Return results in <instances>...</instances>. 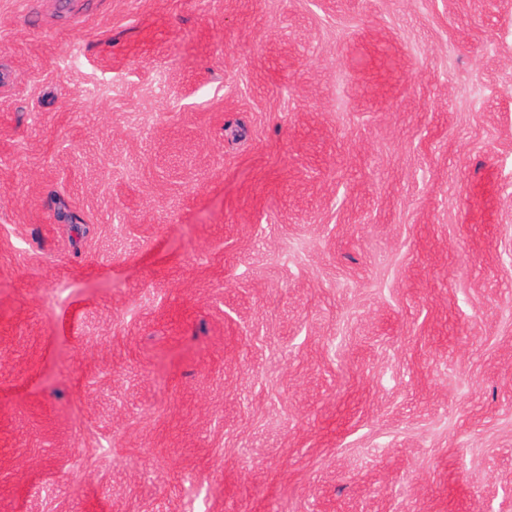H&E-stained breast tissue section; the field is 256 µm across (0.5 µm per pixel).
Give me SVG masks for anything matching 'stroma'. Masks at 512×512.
<instances>
[{"label":"stroma","mask_w":512,"mask_h":512,"mask_svg":"<svg viewBox=\"0 0 512 512\" xmlns=\"http://www.w3.org/2000/svg\"><path fill=\"white\" fill-rule=\"evenodd\" d=\"M0 512H512V0H0Z\"/></svg>","instance_id":"35a3bbf8"}]
</instances>
